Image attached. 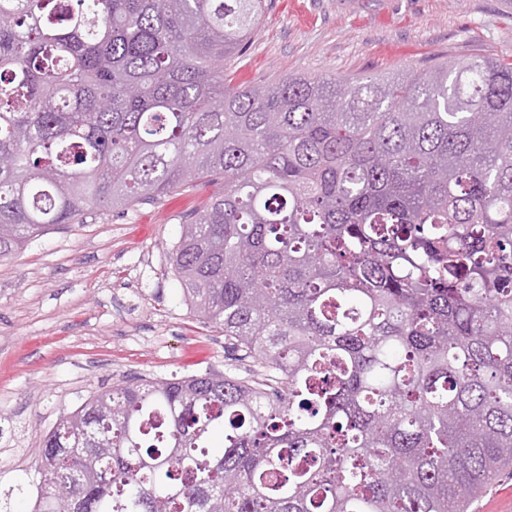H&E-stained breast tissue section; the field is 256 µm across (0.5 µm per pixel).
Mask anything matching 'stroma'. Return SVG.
I'll return each instance as SVG.
<instances>
[{"label": "stroma", "mask_w": 512, "mask_h": 512, "mask_svg": "<svg viewBox=\"0 0 512 512\" xmlns=\"http://www.w3.org/2000/svg\"><path fill=\"white\" fill-rule=\"evenodd\" d=\"M470 56L512 57V0H266L246 54L226 69L254 85ZM223 189L217 181L157 204L91 210L0 259V500L11 512H33L44 435L94 392L237 368L223 333L186 305L168 259L184 218Z\"/></svg>", "instance_id": "1"}]
</instances>
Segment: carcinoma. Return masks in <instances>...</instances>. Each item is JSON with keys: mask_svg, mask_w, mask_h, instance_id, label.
<instances>
[{"mask_svg": "<svg viewBox=\"0 0 512 512\" xmlns=\"http://www.w3.org/2000/svg\"><path fill=\"white\" fill-rule=\"evenodd\" d=\"M264 0H0V258L216 179L169 261L252 363L60 418L34 512H469L512 469V58L242 87Z\"/></svg>", "mask_w": 512, "mask_h": 512, "instance_id": "cac0c4a2", "label": "carcinoma"}]
</instances>
